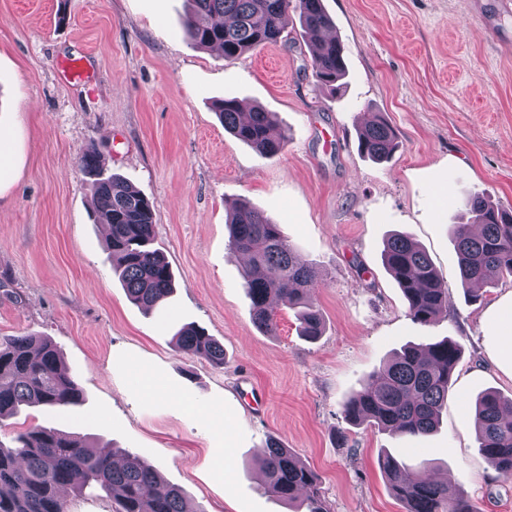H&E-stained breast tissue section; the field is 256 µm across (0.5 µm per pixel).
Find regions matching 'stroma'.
Listing matches in <instances>:
<instances>
[{
  "instance_id": "35a3bbf8",
  "label": "stroma",
  "mask_w": 512,
  "mask_h": 512,
  "mask_svg": "<svg viewBox=\"0 0 512 512\" xmlns=\"http://www.w3.org/2000/svg\"><path fill=\"white\" fill-rule=\"evenodd\" d=\"M324 4L348 68L336 95L317 85L297 23L286 41L228 61L184 40L186 0H0V338L52 341L84 394L64 414L23 408L1 443L40 426L136 453L192 512H291L260 485L270 436L318 475L329 512H403L379 465L387 448L412 473L448 475L479 512H512V477L487 464L474 422L480 394L512 397L485 321L512 277L469 303L451 241L470 194L512 212V11L501 0ZM73 57L86 81L63 78ZM227 96L275 113L277 156L225 132L215 105ZM375 115L400 141L382 163L357 149L362 117ZM87 150L154 204L153 246L175 292L152 313L112 270L77 165ZM240 199L316 269L318 340L299 336L285 306L275 332L255 326L229 244L226 206ZM396 231L448 290L430 325L412 322L383 264ZM191 324L223 345L222 366L177 346ZM447 337L462 355L435 432L409 442L344 419L393 351ZM144 369L165 394L146 389ZM224 456L228 483L215 465Z\"/></svg>"
}]
</instances>
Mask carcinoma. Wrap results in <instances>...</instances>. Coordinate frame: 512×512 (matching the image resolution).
Returning <instances> with one entry per match:
<instances>
[{
    "mask_svg": "<svg viewBox=\"0 0 512 512\" xmlns=\"http://www.w3.org/2000/svg\"><path fill=\"white\" fill-rule=\"evenodd\" d=\"M192 8L183 23V36L194 47H220L224 59L283 40L290 13L298 14L312 45L311 67L317 83L337 90L347 76L343 48L325 33L333 20L323 0H189ZM224 130L260 155H277L282 142L270 136L273 113L260 107L241 111V102L226 98L216 106ZM396 132L383 118L359 132L361 154L379 162L398 150ZM96 199L97 223L110 226L108 249L129 299L149 312L173 292L174 277L165 257L151 248L154 209L150 200L131 190L125 180L105 173L93 152L78 156ZM468 221L452 228L459 258L461 286L476 302L484 289L512 276V214L473 195L465 204ZM230 244L249 258L243 287L255 324L266 332L277 328L276 300L295 310L299 335L316 340L324 320L311 301L318 284L315 268L302 263L282 237L279 225L243 201L229 207ZM384 264L407 302L409 318L428 325L448 307V292L427 254L407 234L392 235L383 249ZM179 346L215 365L224 364V346L204 330L186 326L177 334ZM459 343L443 339L404 346L343 406L346 420L387 431L397 437L433 433L448 406L451 378L461 357ZM83 401V391L61 360L59 350L29 336L0 339V422L23 406L66 410ZM479 448L498 473L512 476V398L495 391L475 404ZM94 444L74 433L44 427L16 438V445L0 443V512H68L60 489L79 479L95 485L115 504V512H185L179 488L164 482L156 467L131 452L119 465ZM266 490L295 505L293 512H328L316 475L280 440L271 436L257 462ZM381 469L405 512H477L458 489L419 476L403 477L405 464L389 451Z\"/></svg>",
    "mask_w": 512,
    "mask_h": 512,
    "instance_id": "cac0c4a2",
    "label": "carcinoma"
}]
</instances>
